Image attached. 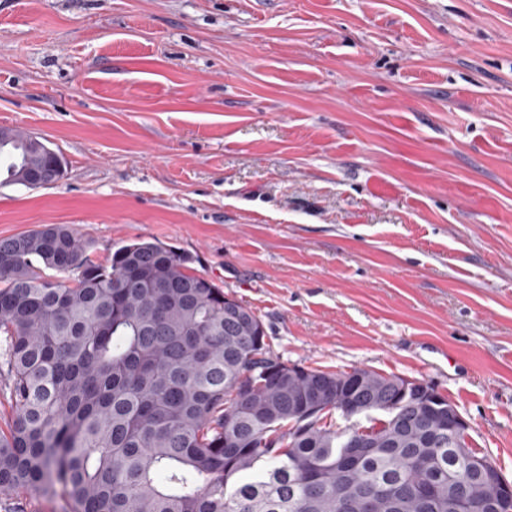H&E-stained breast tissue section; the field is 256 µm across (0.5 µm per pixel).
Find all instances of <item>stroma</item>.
<instances>
[{"label":"stroma","instance_id":"1","mask_svg":"<svg viewBox=\"0 0 512 512\" xmlns=\"http://www.w3.org/2000/svg\"><path fill=\"white\" fill-rule=\"evenodd\" d=\"M0 127L65 161L0 238L186 251L275 355L430 383L512 481V0H0Z\"/></svg>","mask_w":512,"mask_h":512}]
</instances>
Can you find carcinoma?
Wrapping results in <instances>:
<instances>
[{
	"label": "carcinoma",
	"mask_w": 512,
	"mask_h": 512,
	"mask_svg": "<svg viewBox=\"0 0 512 512\" xmlns=\"http://www.w3.org/2000/svg\"><path fill=\"white\" fill-rule=\"evenodd\" d=\"M60 157L0 128L3 184ZM155 239L92 260L69 227L0 238V357L11 410L0 493L62 492L72 512H512L448 446V403L405 402L395 375L288 369L263 322ZM375 400L387 425L326 421Z\"/></svg>",
	"instance_id": "cac0c4a2"
}]
</instances>
